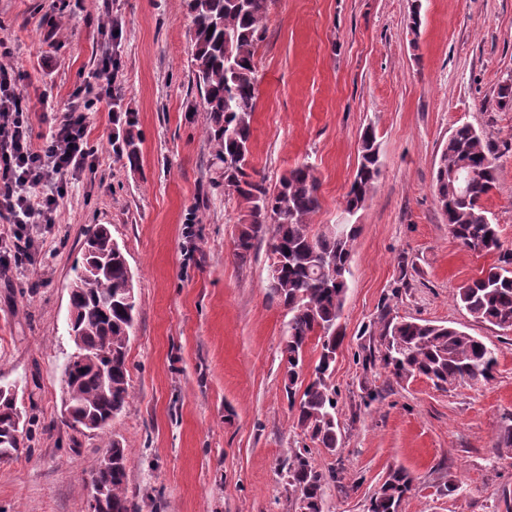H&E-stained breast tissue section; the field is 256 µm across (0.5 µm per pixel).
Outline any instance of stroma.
Returning a JSON list of instances; mask_svg holds the SVG:
<instances>
[{
  "label": "stroma",
  "instance_id": "1",
  "mask_svg": "<svg viewBox=\"0 0 512 512\" xmlns=\"http://www.w3.org/2000/svg\"><path fill=\"white\" fill-rule=\"evenodd\" d=\"M59 11L53 23L44 0H0V40L14 49L34 136L80 90L94 102L86 123L97 157L54 224L33 230L42 252L0 274V384L14 385L29 420L27 448L0 462V512H86L90 469L114 438L129 452L137 512H294L287 460L306 439L283 390L285 310L269 288L267 242L240 263L241 209L210 186L185 0H59ZM107 20L120 42L102 30ZM109 53L137 114L135 171L112 153L111 101L88 84ZM257 61L252 164L272 187L312 163L315 226L341 220L363 130L380 145L381 175L353 217L360 232L331 379L340 444L311 449L341 479L327 487L324 512H367L394 468L412 479L399 512H505L512 458L495 446L512 425V331L474 321L453 294L512 251V97L500 95L512 83V0H272ZM463 124L492 148L497 181L485 207L497 252L453 239L436 196L441 154ZM94 224L124 244L138 305L133 401L99 435L62 422V371L76 351L69 283ZM385 302L394 315L495 345L494 380L442 391L365 365L363 329Z\"/></svg>",
  "mask_w": 512,
  "mask_h": 512
}]
</instances>
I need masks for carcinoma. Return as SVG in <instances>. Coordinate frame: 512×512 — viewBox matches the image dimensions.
<instances>
[{"mask_svg":"<svg viewBox=\"0 0 512 512\" xmlns=\"http://www.w3.org/2000/svg\"><path fill=\"white\" fill-rule=\"evenodd\" d=\"M193 27L192 82L201 96L207 121L204 136L211 148L212 184L235 198L242 224L235 256L245 263L266 239L273 263L271 288L286 309L284 390L297 424L313 444L335 451L339 444L337 392L330 382L340 342L347 276L357 225L344 231L328 227L313 232L311 220L321 207L319 181L307 163L291 168L279 184L269 187L250 161L253 115L258 99L256 53L266 33L270 0H185ZM122 96L112 104V152L132 169L140 165L136 114L124 108ZM435 185L448 230L475 252L500 249L498 225L490 222L483 200L496 182L490 146L471 125L458 126L442 153ZM379 146L372 128L361 135L359 163L345 199L343 214L352 217L366 203L380 176ZM133 275L124 248L100 224L89 229L82 265L70 282L68 334L77 359L62 372L68 399L67 426L78 424L103 433L131 403L127 356L136 302ZM456 303L475 321L512 330V254L461 285ZM369 335L377 347L369 359L379 361L399 382L425 378L449 390L479 387L494 378L497 349L454 326L405 319L381 305ZM320 347L312 376L304 375L311 341ZM26 410L11 388L0 385V461L26 448ZM112 465L97 461L91 488L106 499L109 512H134L129 497L128 450L118 439ZM340 483L333 470L324 471L307 449L288 458V485L296 498L309 502V512H322L325 489ZM411 477L402 469L388 473L367 512H398L410 490Z\"/></svg>","mask_w":512,"mask_h":512,"instance_id":"1","label":"carcinoma"}]
</instances>
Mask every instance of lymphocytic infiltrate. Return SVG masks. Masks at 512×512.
<instances>
[{"label": "lymphocytic infiltrate", "instance_id": "obj_1", "mask_svg": "<svg viewBox=\"0 0 512 512\" xmlns=\"http://www.w3.org/2000/svg\"><path fill=\"white\" fill-rule=\"evenodd\" d=\"M12 56L0 41V216L9 218L19 241L30 226L54 224L69 178L93 168L97 159L85 123L91 104L77 97L56 119L42 146L34 147L30 112L23 105Z\"/></svg>", "mask_w": 512, "mask_h": 512}]
</instances>
